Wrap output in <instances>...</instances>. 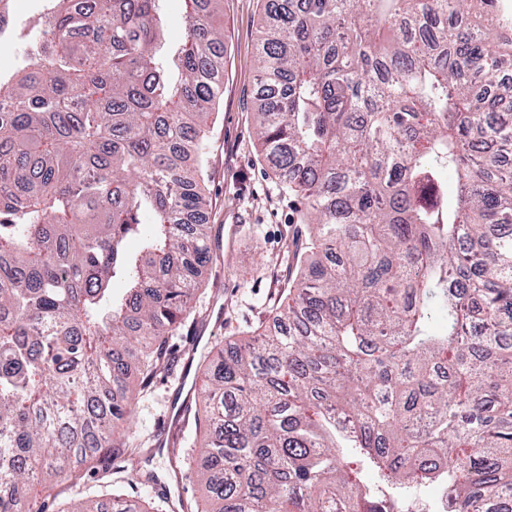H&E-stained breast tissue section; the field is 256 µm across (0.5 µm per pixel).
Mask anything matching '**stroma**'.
I'll list each match as a JSON object with an SVG mask.
<instances>
[{
  "instance_id": "1",
  "label": "stroma",
  "mask_w": 512,
  "mask_h": 512,
  "mask_svg": "<svg viewBox=\"0 0 512 512\" xmlns=\"http://www.w3.org/2000/svg\"><path fill=\"white\" fill-rule=\"evenodd\" d=\"M264 0H224V76L218 114L207 133L204 181L209 206L211 260L192 306L193 319L170 339L167 366L158 373L151 395L136 402L133 424L149 439L143 469L158 478L152 488L125 485L128 499L145 496L205 500L191 468L171 472L162 428L190 435V459L202 447L194 441V418L184 408L194 402L202 378L199 353L227 347L264 327L288 280L292 204L260 155L255 135L254 98L259 32Z\"/></svg>"
}]
</instances>
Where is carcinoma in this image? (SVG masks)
I'll return each mask as SVG.
<instances>
[{"instance_id": "cac0c4a2", "label": "carcinoma", "mask_w": 512, "mask_h": 512, "mask_svg": "<svg viewBox=\"0 0 512 512\" xmlns=\"http://www.w3.org/2000/svg\"><path fill=\"white\" fill-rule=\"evenodd\" d=\"M162 2L49 0L0 76V512L85 469L155 482L132 405L210 261L184 159L206 161L224 51L218 0H184L161 59ZM255 95L305 246L271 324L199 354L209 506L77 512H382L434 484L448 512H512V9L266 0ZM3 53L2 57L0 56V69L1 76L9 77L13 72L22 68L28 61L27 53L25 49L19 45L13 43L11 47V51L4 49L0 54Z\"/></svg>"}]
</instances>
